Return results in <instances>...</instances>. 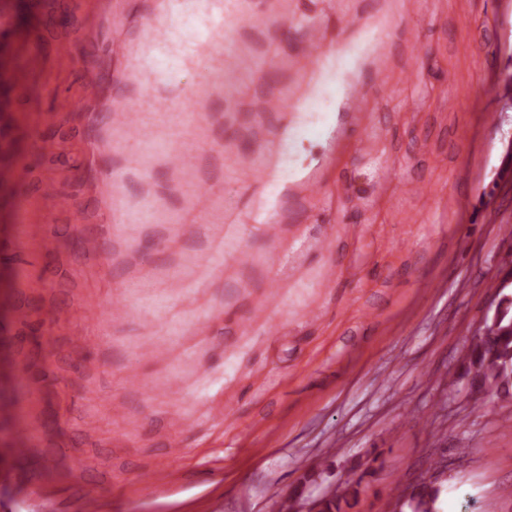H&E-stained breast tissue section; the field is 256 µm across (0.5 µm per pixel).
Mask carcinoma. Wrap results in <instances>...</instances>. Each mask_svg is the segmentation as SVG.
<instances>
[{
  "label": "carcinoma",
  "mask_w": 512,
  "mask_h": 512,
  "mask_svg": "<svg viewBox=\"0 0 512 512\" xmlns=\"http://www.w3.org/2000/svg\"><path fill=\"white\" fill-rule=\"evenodd\" d=\"M486 331L475 337L467 349L462 364L463 377L478 392L490 397L476 400L484 406L493 398L512 397V296L502 295L494 310L493 318L486 319ZM442 485L438 480H423L414 492L404 488L401 512H438ZM362 479H346L342 490L325 502L324 512H347L359 502Z\"/></svg>",
  "instance_id": "obj_1"
}]
</instances>
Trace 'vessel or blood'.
<instances>
[{
	"label": "vessel or blood",
	"instance_id": "b4317fda",
	"mask_svg": "<svg viewBox=\"0 0 512 512\" xmlns=\"http://www.w3.org/2000/svg\"><path fill=\"white\" fill-rule=\"evenodd\" d=\"M230 10L226 0H162L161 15L148 21L152 31L140 55L134 62L144 82L139 96L129 103L113 108L111 116L125 137L139 139L144 134L142 115L177 112L189 107L205 110L211 93H220L225 109H232L230 93L222 89L219 53L215 46L223 39ZM303 44L308 61L321 59L326 50L325 27L321 21L308 22L303 31ZM197 64L202 80L193 87L181 86L175 78L177 61ZM263 111L278 115L276 127H255L252 136L257 144L288 135V115L298 112L296 101L281 94L264 99ZM163 157L166 166L176 172L196 171L202 161L199 149L169 145L158 147L155 141L146 143V161ZM215 197L208 183H200L190 194L187 205L194 218H203L213 209ZM265 201H257L251 213L254 223L263 227L268 239H277L280 226L265 212Z\"/></svg>",
	"mask_w": 512,
	"mask_h": 512
}]
</instances>
